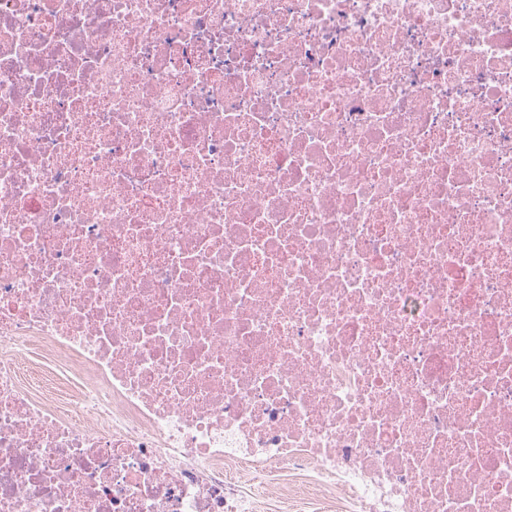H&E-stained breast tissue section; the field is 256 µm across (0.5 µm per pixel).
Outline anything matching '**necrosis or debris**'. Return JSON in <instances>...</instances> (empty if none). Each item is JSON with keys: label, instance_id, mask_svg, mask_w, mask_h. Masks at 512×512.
I'll return each mask as SVG.
<instances>
[{"label": "necrosis or debris", "instance_id": "1", "mask_svg": "<svg viewBox=\"0 0 512 512\" xmlns=\"http://www.w3.org/2000/svg\"><path fill=\"white\" fill-rule=\"evenodd\" d=\"M0 512H512V0H0Z\"/></svg>", "mask_w": 512, "mask_h": 512}]
</instances>
